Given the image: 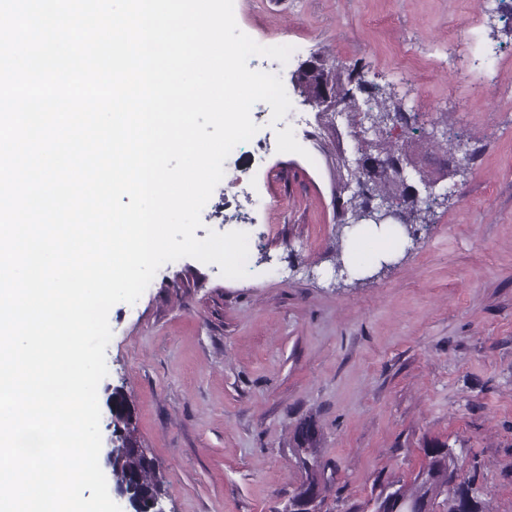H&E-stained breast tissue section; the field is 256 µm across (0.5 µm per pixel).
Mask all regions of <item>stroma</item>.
<instances>
[{
    "mask_svg": "<svg viewBox=\"0 0 512 512\" xmlns=\"http://www.w3.org/2000/svg\"><path fill=\"white\" fill-rule=\"evenodd\" d=\"M234 14L258 44L292 46L284 122L304 152L231 151L225 171L249 180L216 186L195 235L246 232L250 273L185 257L114 305L99 401L128 393L165 512H287L306 418L317 512H371L442 445L488 512H512V0H234ZM318 53L394 88L417 141L444 112L479 150L419 241L361 284L334 277L335 151L292 83ZM296 451L307 479L303 486L316 488L319 491V475L322 464L317 455L318 432L313 420L308 419L300 422L294 432Z\"/></svg>",
    "mask_w": 512,
    "mask_h": 512,
    "instance_id": "obj_1",
    "label": "stroma"
}]
</instances>
